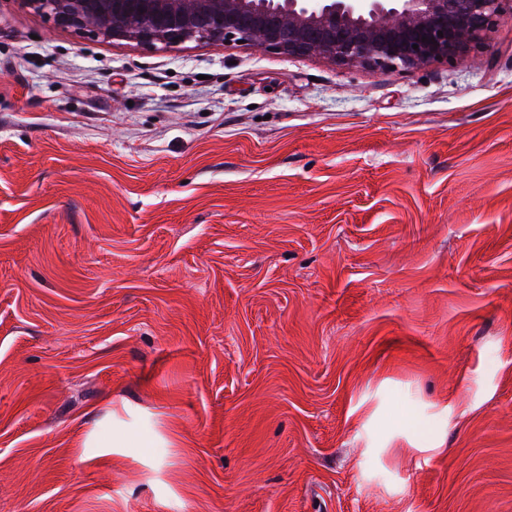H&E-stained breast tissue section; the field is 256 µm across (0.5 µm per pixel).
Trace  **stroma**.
I'll return each instance as SVG.
<instances>
[{"instance_id":"stroma-1","label":"stroma","mask_w":512,"mask_h":512,"mask_svg":"<svg viewBox=\"0 0 512 512\" xmlns=\"http://www.w3.org/2000/svg\"><path fill=\"white\" fill-rule=\"evenodd\" d=\"M484 42L374 74L0 0V512H512Z\"/></svg>"}]
</instances>
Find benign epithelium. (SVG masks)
I'll list each match as a JSON object with an SVG mask.
<instances>
[{
  "label": "benign epithelium",
  "mask_w": 512,
  "mask_h": 512,
  "mask_svg": "<svg viewBox=\"0 0 512 512\" xmlns=\"http://www.w3.org/2000/svg\"><path fill=\"white\" fill-rule=\"evenodd\" d=\"M26 2L62 26L103 39L156 48L241 40L279 54L318 56L385 73L465 61L501 20L506 0Z\"/></svg>",
  "instance_id": "benign-epithelium-1"
}]
</instances>
